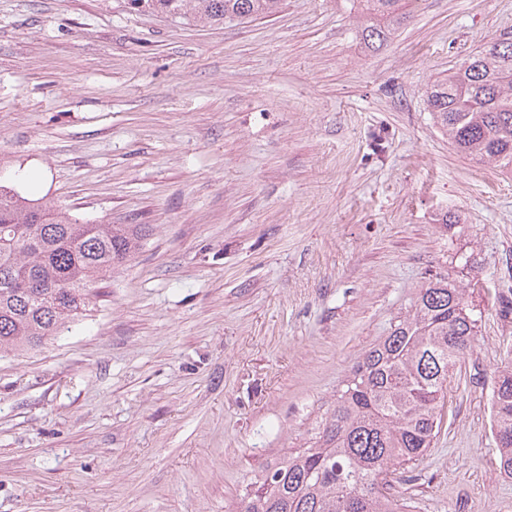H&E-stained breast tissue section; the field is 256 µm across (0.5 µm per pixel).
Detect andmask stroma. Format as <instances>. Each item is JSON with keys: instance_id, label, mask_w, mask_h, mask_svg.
<instances>
[{"instance_id": "1", "label": "stroma", "mask_w": 512, "mask_h": 512, "mask_svg": "<svg viewBox=\"0 0 512 512\" xmlns=\"http://www.w3.org/2000/svg\"><path fill=\"white\" fill-rule=\"evenodd\" d=\"M408 9L370 52L349 0L238 24L0 0V177L146 227L71 331L0 357V512H231L462 253L477 338L395 492L414 512H512L490 407L512 351V175L458 154L426 103L512 33V0Z\"/></svg>"}]
</instances>
